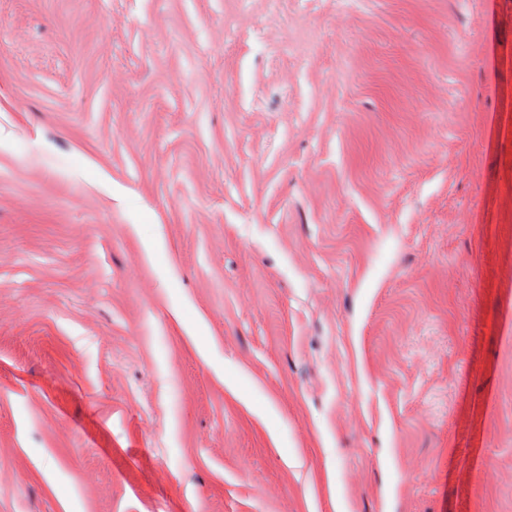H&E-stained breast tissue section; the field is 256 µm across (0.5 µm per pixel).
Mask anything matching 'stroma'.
<instances>
[{"label": "stroma", "instance_id": "obj_1", "mask_svg": "<svg viewBox=\"0 0 512 512\" xmlns=\"http://www.w3.org/2000/svg\"><path fill=\"white\" fill-rule=\"evenodd\" d=\"M0 512H512V0H0Z\"/></svg>", "mask_w": 512, "mask_h": 512}]
</instances>
